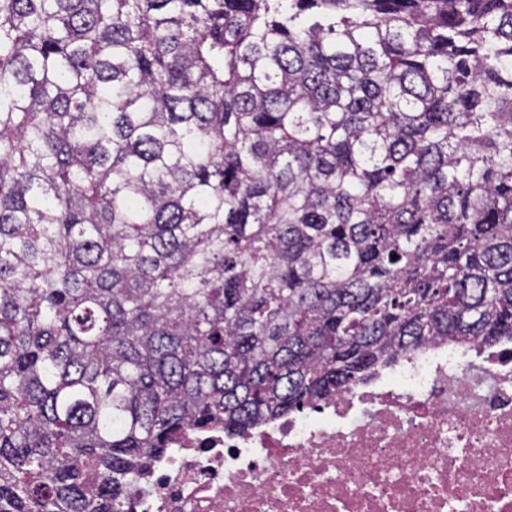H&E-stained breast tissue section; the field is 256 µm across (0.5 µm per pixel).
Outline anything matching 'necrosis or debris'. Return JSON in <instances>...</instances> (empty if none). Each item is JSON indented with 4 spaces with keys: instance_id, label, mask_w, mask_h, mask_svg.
<instances>
[{
    "instance_id": "necrosis-or-debris-1",
    "label": "necrosis or debris",
    "mask_w": 512,
    "mask_h": 512,
    "mask_svg": "<svg viewBox=\"0 0 512 512\" xmlns=\"http://www.w3.org/2000/svg\"><path fill=\"white\" fill-rule=\"evenodd\" d=\"M124 512H512V341L438 342L300 414L190 433Z\"/></svg>"
}]
</instances>
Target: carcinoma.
I'll return each mask as SVG.
<instances>
[{"instance_id":"carcinoma-1","label":"carcinoma","mask_w":512,"mask_h":512,"mask_svg":"<svg viewBox=\"0 0 512 512\" xmlns=\"http://www.w3.org/2000/svg\"><path fill=\"white\" fill-rule=\"evenodd\" d=\"M504 339L512 0H0V512Z\"/></svg>"}]
</instances>
